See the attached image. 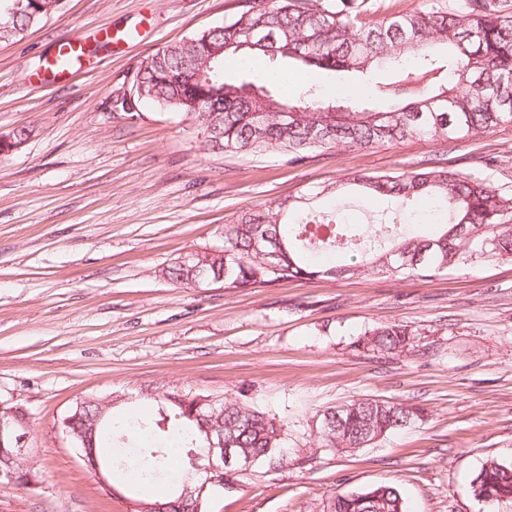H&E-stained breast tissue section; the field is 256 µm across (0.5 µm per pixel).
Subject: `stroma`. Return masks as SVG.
<instances>
[{
  "label": "stroma",
  "instance_id": "stroma-1",
  "mask_svg": "<svg viewBox=\"0 0 512 512\" xmlns=\"http://www.w3.org/2000/svg\"><path fill=\"white\" fill-rule=\"evenodd\" d=\"M237 0H63L0 42V402L22 407L30 477L0 480V512H123L59 422L77 400L207 391L286 422L285 463L259 465L209 512H330L376 485L408 512H512L474 498L485 462L512 463V262L481 258L430 276H338L258 288L182 286L178 258L222 247L225 222L355 174L435 168L512 194V124L460 141L341 146L299 163L215 155L172 109H116L144 58L222 24ZM81 33V65L47 64ZM410 326L400 355L358 347ZM406 402L423 422L355 451L318 447L317 414L354 399Z\"/></svg>",
  "mask_w": 512,
  "mask_h": 512
}]
</instances>
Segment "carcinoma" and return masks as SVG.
I'll return each instance as SVG.
<instances>
[{
	"label": "carcinoma",
	"instance_id": "1",
	"mask_svg": "<svg viewBox=\"0 0 512 512\" xmlns=\"http://www.w3.org/2000/svg\"><path fill=\"white\" fill-rule=\"evenodd\" d=\"M18 0H0V41L20 36L47 17L38 4L22 11ZM387 9L378 0H241L223 24L145 58L137 72L142 103L170 107L207 130L208 150L278 152L301 162L314 151L345 145L354 149L419 137L462 140L512 123V0H423L411 11L379 20ZM210 83L188 85L181 67L203 64L209 56ZM296 64L312 77L288 92V74H268L271 59ZM242 66L245 76L227 78L225 67ZM207 96L216 109L197 112ZM351 190L380 201L396 200L402 216L418 220V208L434 204L430 233L398 237L384 249L368 250L359 224L342 221L338 210H320L315 199ZM224 247L202 252L167 269L168 278L191 285V267L201 266L205 281L226 288H256L286 280L365 277L388 274L410 278L443 272L474 258L512 261V196L470 173L440 170L398 175H355L305 199L264 203L242 213L221 231ZM350 255L351 263L326 265L309 252ZM412 331L402 324L373 327L358 346L399 354L408 350ZM207 392L145 402L156 407L148 423L115 404L104 411L91 399L73 407L61 422L75 436L91 435L87 450L121 475L117 490L158 512H206L212 496L183 500L182 486L193 458L208 446L209 428L253 463L288 458L287 424L235 399L197 401ZM423 419L416 405L375 399L329 407L312 424L322 448L350 451L367 436L377 441ZM178 463L181 475L162 498L135 489L155 482ZM479 499L512 502V464L486 463L473 479ZM330 512H406L401 493L378 485L333 498Z\"/></svg>",
	"mask_w": 512,
	"mask_h": 512
}]
</instances>
